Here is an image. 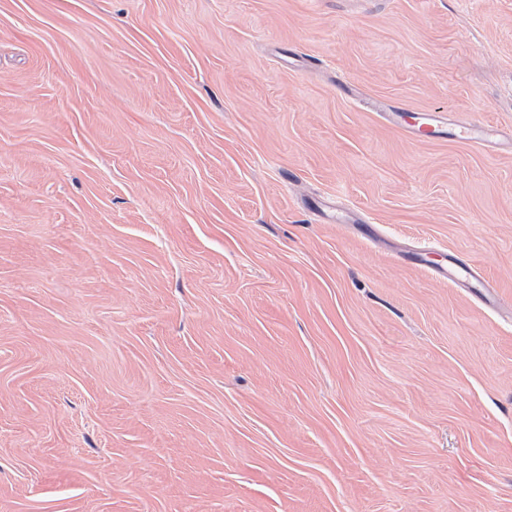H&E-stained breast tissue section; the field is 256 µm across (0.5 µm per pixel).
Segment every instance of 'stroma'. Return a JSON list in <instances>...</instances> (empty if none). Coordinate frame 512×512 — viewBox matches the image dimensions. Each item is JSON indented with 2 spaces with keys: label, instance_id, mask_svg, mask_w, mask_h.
<instances>
[{
  "label": "stroma",
  "instance_id": "1",
  "mask_svg": "<svg viewBox=\"0 0 512 512\" xmlns=\"http://www.w3.org/2000/svg\"><path fill=\"white\" fill-rule=\"evenodd\" d=\"M359 90L344 95L343 85ZM512 0H0V512H512ZM407 125L403 127V131L412 134L418 139H443L448 133V126H444L434 117L423 114L419 122L406 121ZM455 136L476 145L485 146L495 143L499 133L498 129L492 125L467 123L456 127ZM445 262L432 263L429 261L430 257H443ZM405 260L410 261L416 265H422L439 276L451 280L462 288H467L472 292H478L484 295L488 300L495 299V292L490 287L489 283L480 279L470 265L463 259L447 254L445 251L436 249H420L407 251L403 255Z\"/></svg>",
  "mask_w": 512,
  "mask_h": 512
}]
</instances>
